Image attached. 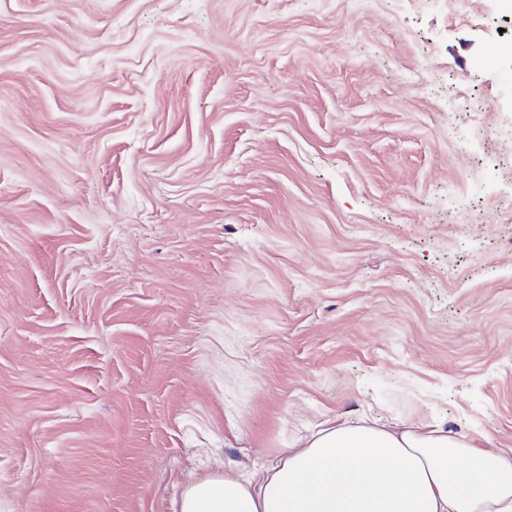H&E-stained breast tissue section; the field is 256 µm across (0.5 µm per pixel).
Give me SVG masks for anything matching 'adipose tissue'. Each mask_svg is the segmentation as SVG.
I'll return each instance as SVG.
<instances>
[{
	"label": "adipose tissue",
	"instance_id": "ef3b65f1",
	"mask_svg": "<svg viewBox=\"0 0 512 512\" xmlns=\"http://www.w3.org/2000/svg\"><path fill=\"white\" fill-rule=\"evenodd\" d=\"M181 512H512V449L433 421L336 418L247 476L190 486Z\"/></svg>",
	"mask_w": 512,
	"mask_h": 512
}]
</instances>
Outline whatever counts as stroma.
Listing matches in <instances>:
<instances>
[{
  "mask_svg": "<svg viewBox=\"0 0 512 512\" xmlns=\"http://www.w3.org/2000/svg\"><path fill=\"white\" fill-rule=\"evenodd\" d=\"M509 74L496 0H0V512L512 448Z\"/></svg>",
  "mask_w": 512,
  "mask_h": 512,
  "instance_id": "stroma-1",
  "label": "stroma"
}]
</instances>
